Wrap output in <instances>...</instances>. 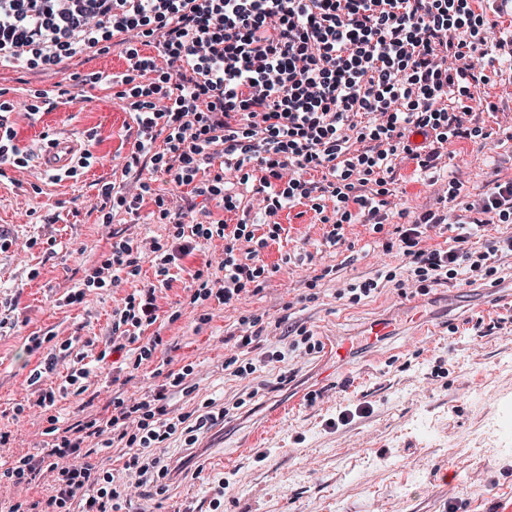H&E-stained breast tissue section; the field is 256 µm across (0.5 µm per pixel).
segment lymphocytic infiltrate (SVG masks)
<instances>
[{
	"label": "lymphocytic infiltrate",
	"mask_w": 512,
	"mask_h": 512,
	"mask_svg": "<svg viewBox=\"0 0 512 512\" xmlns=\"http://www.w3.org/2000/svg\"><path fill=\"white\" fill-rule=\"evenodd\" d=\"M452 6V0H0V63L32 58L48 71L88 57L98 34L120 37L157 18L156 41L175 70L179 107L141 112L136 121L148 132L161 121L170 127L167 169L217 165L228 175L254 162L261 189H269L290 167L336 170L357 116L372 114L380 122L363 154L369 177L391 171L406 126L423 129L439 116L459 129L471 118L469 110L441 107L435 96L471 77L484 57L451 20ZM450 59L457 64L451 73ZM415 94L420 111H397L401 99ZM426 231L423 224L400 229L399 252L405 264L438 277L489 261L499 250L512 252V235L479 254L458 245L425 250L419 243ZM243 234L239 226L224 236V277L215 296L225 305L256 278L255 269L234 258ZM157 319L154 289L128 299L112 314L113 352L137 342L140 358L151 357L162 339L144 342L140 335ZM191 391L183 373L171 372L142 397H113L110 416L66 427L50 413L56 391H41L36 404L49 413L55 444L0 470V481L24 491L6 512H122L132 489L164 495L172 473L167 441L179 434L194 445L227 414L210 401L202 415H172L171 397ZM117 445L124 450L118 469L103 461ZM37 487L41 495L31 496Z\"/></svg>",
	"instance_id": "f902f5d3"
}]
</instances>
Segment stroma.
<instances>
[{"label":"stroma","mask_w":512,"mask_h":512,"mask_svg":"<svg viewBox=\"0 0 512 512\" xmlns=\"http://www.w3.org/2000/svg\"><path fill=\"white\" fill-rule=\"evenodd\" d=\"M461 23L468 41L493 49L484 83L461 81L449 91L455 105L473 110L469 131L430 129L416 147L403 137L409 152L365 188L383 203L378 229L354 199L328 193L296 197L266 215L249 165L225 181L210 172L182 183L162 170L124 179L136 154L135 113L175 81L147 27L124 42L99 35L89 61L48 73L27 63L0 67V117L13 129L0 140L8 156L0 164V429L11 434L0 454L54 444L36 405L43 389H57L52 412L62 425L110 414L111 367L94 370L84 392L59 387L77 354L93 358L111 347L113 310L152 286L159 318L148 332L163 343L138 369L122 371L124 394L148 391L158 371L183 372L195 390L175 398L174 413L207 399L230 413L194 447L170 440L177 471L163 500L133 496L131 512H215L220 478L226 487L216 512H512V436L496 430L512 413V255L438 281L383 248L397 226L429 213L444 222L421 248H447L478 219L489 189L512 179V56L494 48L512 17L470 0ZM137 57L158 65L113 82V74L132 73ZM54 138L86 146L70 172L39 162ZM201 184L208 192L194 196ZM182 196L193 197L192 218L204 234L191 254L167 265ZM241 222L256 227L247 247L263 273L257 290L226 306L199 290L223 276L218 224ZM336 224L344 238L334 245L327 235ZM118 254L125 264L114 277L107 266ZM355 288L364 296L353 298ZM254 319L268 325V339L238 348L241 322ZM380 320L393 324V335L368 341ZM479 321L490 332L476 329ZM424 327L432 338L420 345L413 333ZM298 329L320 351L292 349L288 333ZM345 341L352 354L342 364L336 349ZM268 350L282 351L284 361L265 362ZM50 353L55 371L32 382ZM234 359L253 363L254 372L235 376L225 367ZM282 409L280 428L254 453L236 455Z\"/></svg>","instance_id":"obj_1"}]
</instances>
